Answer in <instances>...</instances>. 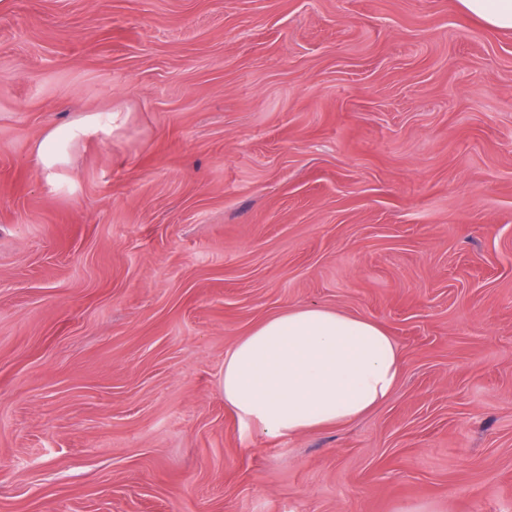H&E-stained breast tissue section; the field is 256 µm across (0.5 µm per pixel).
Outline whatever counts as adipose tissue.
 <instances>
[{
  "label": "adipose tissue",
  "instance_id": "adipose-tissue-1",
  "mask_svg": "<svg viewBox=\"0 0 512 512\" xmlns=\"http://www.w3.org/2000/svg\"><path fill=\"white\" fill-rule=\"evenodd\" d=\"M495 31H512V0H459ZM402 368L373 320L322 306L262 321L224 358V404L260 433L291 437L339 425L385 401Z\"/></svg>",
  "mask_w": 512,
  "mask_h": 512
}]
</instances>
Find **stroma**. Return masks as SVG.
<instances>
[{
	"mask_svg": "<svg viewBox=\"0 0 512 512\" xmlns=\"http://www.w3.org/2000/svg\"><path fill=\"white\" fill-rule=\"evenodd\" d=\"M300 305L402 373L268 437L224 357ZM0 512H512V34L457 0H0Z\"/></svg>",
	"mask_w": 512,
	"mask_h": 512,
	"instance_id": "1",
	"label": "stroma"
}]
</instances>
